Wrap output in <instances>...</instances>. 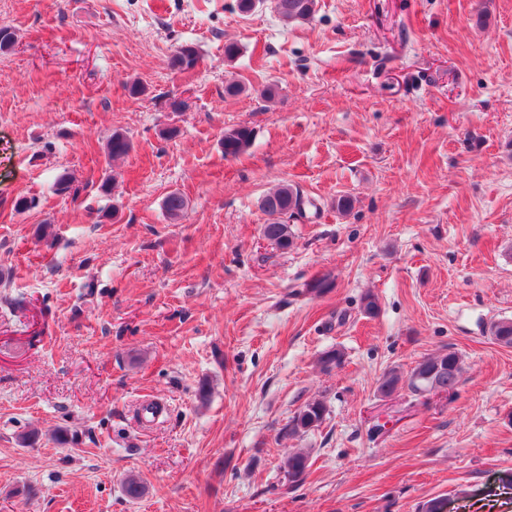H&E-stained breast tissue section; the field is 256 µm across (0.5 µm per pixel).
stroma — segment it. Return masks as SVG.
I'll use <instances>...</instances> for the list:
<instances>
[{
  "label": "stroma",
  "mask_w": 512,
  "mask_h": 512,
  "mask_svg": "<svg viewBox=\"0 0 512 512\" xmlns=\"http://www.w3.org/2000/svg\"><path fill=\"white\" fill-rule=\"evenodd\" d=\"M0 27V512H512V0H0ZM283 183L316 203L286 250ZM446 349L455 394L379 392ZM272 8L285 23H306L315 15L317 0H272ZM254 138L253 130L247 125H238L224 132L222 145L225 157H237L251 147ZM260 208L269 217V222L262 225V235L276 248L286 250L293 244L291 227L283 220L288 217L304 218L308 207L314 203L302 195L295 187L282 184L268 191L260 200ZM326 406L320 400H312L301 407L288 424V435L301 436L319 427L324 421ZM282 462L286 477L298 476L299 483L305 479L306 474L302 478L301 476L309 468V453L307 451L302 449L288 451Z\"/></svg>",
  "instance_id": "stroma-1"
}]
</instances>
